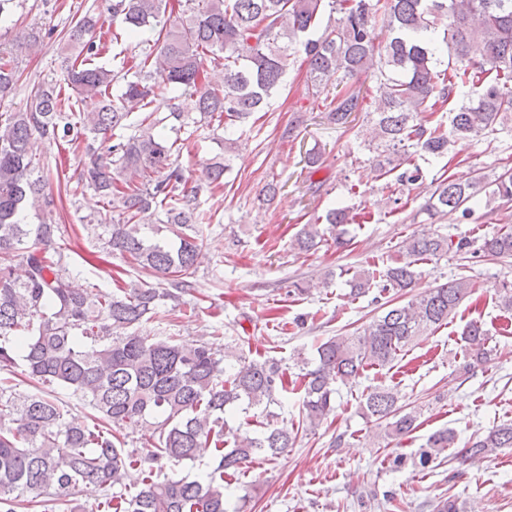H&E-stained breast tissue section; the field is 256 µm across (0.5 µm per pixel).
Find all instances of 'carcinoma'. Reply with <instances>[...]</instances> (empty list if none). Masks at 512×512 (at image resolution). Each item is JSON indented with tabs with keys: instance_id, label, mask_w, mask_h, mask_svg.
<instances>
[{
	"instance_id": "carcinoma-1",
	"label": "carcinoma",
	"mask_w": 512,
	"mask_h": 512,
	"mask_svg": "<svg viewBox=\"0 0 512 512\" xmlns=\"http://www.w3.org/2000/svg\"><path fill=\"white\" fill-rule=\"evenodd\" d=\"M128 38L156 35L153 50L120 69L94 63L100 54L90 15L70 28L65 49L64 83L68 96L40 86L18 112L0 113V512H36L49 491L66 497V512H229L230 481L257 458L273 461L294 442V429L271 410L288 392L285 369L270 360L249 359L226 344L184 346L172 336L140 331L160 306L183 305L182 295L195 276L204 214L202 189L189 182L173 159L175 143L155 128L160 107L188 126L183 113L167 102L164 90L195 98L200 123L224 128V151L206 163L208 186H224L236 132L285 87L290 60L303 53L309 64V94L321 100L325 119L340 128L360 110V92L348 87L359 75L377 73L379 108L366 113L370 123L365 148L372 154L385 188L408 187L420 178L416 156L444 157L458 144H471L512 119V0H113ZM386 32L379 41L377 28ZM481 49V59L471 56ZM224 66V83L208 71ZM124 81L114 99L111 86ZM341 88H329L332 80ZM17 81V71L0 47V98ZM148 110L129 135L130 106ZM78 141L88 156L77 185L92 190L119 211L103 225L102 251L118 252L160 281L158 288H85L57 242V210L36 174L32 141ZM512 200V169L486 183L477 177L437 179L426 210L433 218L466 220L476 194ZM32 212L42 220L25 222ZM164 214L178 228V242L150 241L141 233L147 217ZM327 226L305 224L295 245L308 252L327 239L348 244L341 226L349 210L333 208ZM455 248L477 258H512V228L484 235L479 245L453 242L438 233L403 240L404 259L382 270H359L348 280L351 295H397L412 287L417 262L436 259ZM475 293L460 277L385 311L358 336H332L308 359L297 354L302 402L298 427L314 432L336 412L338 386L352 384L368 367H386L425 333L448 324ZM128 333L116 335L117 330ZM486 330L467 322L470 371L490 357ZM24 372L44 387L60 386L80 396L95 411L92 426L78 425L45 394L15 390L11 375ZM261 408L266 423L252 434L227 428L224 416L237 406ZM364 418L384 425L398 439L416 427L420 412L399 405L398 393L377 386L360 402ZM142 431L154 449L144 456L119 448L112 425ZM455 434L433 432L417 450L394 449L393 470L422 469L448 458ZM213 447V465L200 476L169 477V462H194ZM512 448V423L476 435L465 452L491 455ZM141 471L135 492L124 483L127 471ZM110 490L104 500L78 502L84 485Z\"/></svg>"
}]
</instances>
